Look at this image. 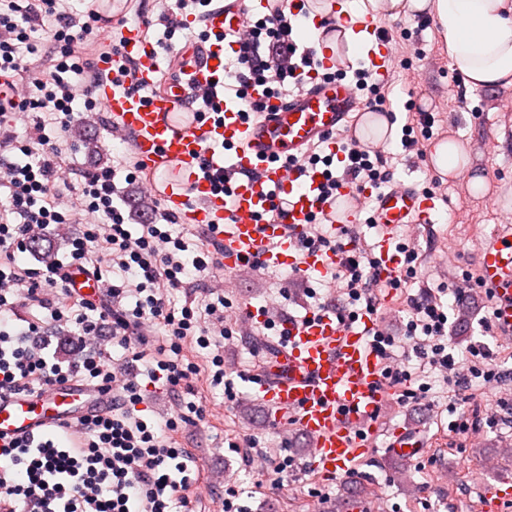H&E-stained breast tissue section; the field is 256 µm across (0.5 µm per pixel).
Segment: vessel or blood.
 <instances>
[{
	"instance_id": "1",
	"label": "vessel or blood",
	"mask_w": 512,
	"mask_h": 512,
	"mask_svg": "<svg viewBox=\"0 0 512 512\" xmlns=\"http://www.w3.org/2000/svg\"><path fill=\"white\" fill-rule=\"evenodd\" d=\"M266 4L267 0H233L224 11L210 16L208 26L216 33L239 28L248 13L262 11ZM361 29L372 43L369 62L373 71L386 77L394 61L389 39L376 21L365 20ZM124 37V52L136 62L140 80L153 84L162 71L159 56L143 42L138 29L125 30ZM224 52V47L212 46L201 62L187 67L184 78L153 96L114 90L105 79L97 86L104 111L120 129L133 135L141 160L151 169L168 173L157 193L172 211L182 213L184 222L213 230L224 248V271L234 277L249 273L256 253L274 268L299 267L321 274L336 268L340 262L336 252L299 251L311 217L322 210L333 224H351L362 203L372 202L381 228L379 277L384 281L395 278L401 264L393 247L394 235L407 225L429 223L433 200L403 183L387 189L349 185L342 190L343 205L326 208L319 199L320 170L299 179L284 166L287 157L318 141H325L327 151L333 153L337 150L335 134H356L347 119L365 106L348 83L331 76L337 64L334 53L319 56L298 91L285 100L269 99L266 109L254 119L244 120L237 106L230 104L207 120L197 121L181 111L186 89L192 83L205 86L222 81ZM203 158L210 161L211 177L199 181L194 171ZM228 168L239 176L227 199L214 191L213 182ZM273 192L283 201L286 217L275 223L259 221ZM478 263L482 282L496 296V323L510 334L511 224L500 226L485 242ZM374 326V317L365 315L355 323H342L332 311L312 320L290 319L284 326L278 357L268 364L266 376L256 380L276 417L294 418L311 439L308 455L321 475L349 473L377 432L376 413L389 402L380 386L382 365L368 338ZM96 399L90 388L77 383L54 387L39 397L2 396L0 438H25L55 430L90 411ZM97 400L104 405L111 402L106 395ZM426 449L421 437L400 429L389 443L390 453L407 459Z\"/></svg>"
}]
</instances>
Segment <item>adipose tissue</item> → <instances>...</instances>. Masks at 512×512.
Wrapping results in <instances>:
<instances>
[{
    "instance_id": "ef3b65f1",
    "label": "adipose tissue",
    "mask_w": 512,
    "mask_h": 512,
    "mask_svg": "<svg viewBox=\"0 0 512 512\" xmlns=\"http://www.w3.org/2000/svg\"><path fill=\"white\" fill-rule=\"evenodd\" d=\"M338 15L430 12L442 49L468 91L512 84V0H338Z\"/></svg>"
}]
</instances>
